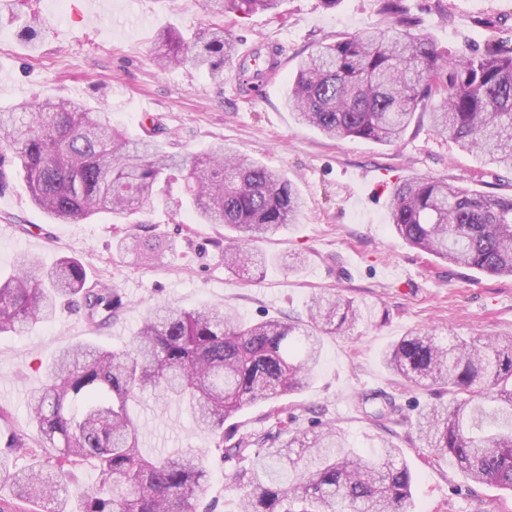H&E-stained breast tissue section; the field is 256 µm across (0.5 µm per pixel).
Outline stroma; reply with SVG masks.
I'll return each mask as SVG.
<instances>
[{
	"label": "stroma",
	"instance_id": "1",
	"mask_svg": "<svg viewBox=\"0 0 512 512\" xmlns=\"http://www.w3.org/2000/svg\"><path fill=\"white\" fill-rule=\"evenodd\" d=\"M405 0L421 18V30L440 47L465 52L499 41L512 47V0ZM43 21L35 46L18 30L30 15ZM204 0H10L0 7V105L23 99L68 98L99 106L135 138L154 132L166 151L190 156L221 142L296 180L304 207L288 225L256 248L270 258L262 277L224 268L220 224L196 223L180 206L182 182H174L151 207L126 220L102 213L76 224L53 221L29 201L18 175L0 191V273L24 254L52 263L81 260L87 285L115 288L121 304L107 324L90 323L67 308L29 335H0V445L20 437L33 456H43L39 431L30 423L27 397L42 385L56 354L89 342L123 348L146 311L166 301L191 310L205 305L236 310L261 321L305 315L313 293L327 291L373 307L376 315L324 339V356L313 384L274 403H255L224 424V443L267 432L288 437L301 429L340 428L354 447L369 449L386 439L401 448L415 475L410 512H512V493L470 482L446 456H433L418 440L414 422L426 407L449 400L434 386L403 385L383 365L384 352L402 336L426 328L449 336H512V278L454 267L413 248L391 228L394 185L433 176L499 196L512 195V170L476 160L437 136L421 117L396 145L363 139L331 140L298 125L284 104L288 80L300 59L319 43L386 27L379 0H280L276 12L226 19L237 57L224 68L223 83L187 67L164 70L156 59L158 33H188L207 23ZM277 49L278 68L263 99L239 92L236 74L246 53ZM165 242L151 263L121 258V239L139 225ZM308 258L299 270L294 254ZM384 392L398 411L385 425L356 409L364 394ZM147 455L208 449L211 470L201 498L211 512H238L231 486L236 465L215 449L186 407L155 396L129 405Z\"/></svg>",
	"mask_w": 512,
	"mask_h": 512
}]
</instances>
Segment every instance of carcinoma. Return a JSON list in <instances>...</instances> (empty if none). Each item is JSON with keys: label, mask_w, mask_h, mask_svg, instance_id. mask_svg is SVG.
<instances>
[{"label": "carcinoma", "mask_w": 512, "mask_h": 512, "mask_svg": "<svg viewBox=\"0 0 512 512\" xmlns=\"http://www.w3.org/2000/svg\"><path fill=\"white\" fill-rule=\"evenodd\" d=\"M279 0H206L213 21L190 37L159 33L161 68L189 64L213 80L236 54L221 20L272 11ZM389 27L322 44L303 59L288 84L286 104L297 123L330 138L384 144L401 140L416 113L429 111L432 131L482 160L512 169V49L488 42L452 54L421 33L404 0H380ZM20 163L32 204L59 222L107 212L126 219L149 208L160 184L183 178L201 224L236 232L224 246V268L253 271L266 263L251 245L295 222L303 207L297 186L266 165L212 144L177 158L151 138H131L112 116L73 100L24 101L0 109V189L7 158ZM389 224L410 246L450 265L512 277V196L450 184L436 177L397 183ZM162 242L134 235L125 253L148 261ZM85 265L62 257L50 267L24 256L0 277V334L25 335L69 301L85 320L112 316L120 304L105 285L88 288ZM306 321L245 322L222 307L187 312L169 302L142 318L129 347L78 344L54 360L28 399L29 419L55 452L53 473L18 467L15 441L0 452V480L21 502L45 512H198L209 478L206 450L149 457L128 402L151 392L184 404L197 424L224 444V423L246 407L311 385L324 337L364 320L366 309L342 294L311 299ZM406 383L445 389L449 402L423 410L419 440L451 456L471 481L512 491V337L437 341L415 331L385 355ZM369 411L389 420L392 399ZM240 462L232 484L241 512H407L413 477L393 444L355 451L335 428L288 441L268 432L225 449ZM92 463L99 487L75 485L74 470Z\"/></svg>", "instance_id": "1"}]
</instances>
